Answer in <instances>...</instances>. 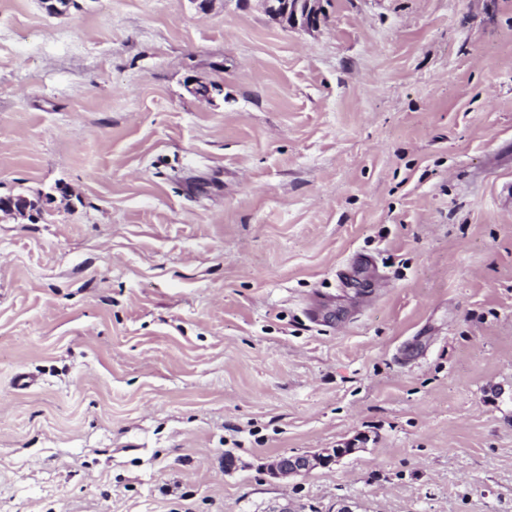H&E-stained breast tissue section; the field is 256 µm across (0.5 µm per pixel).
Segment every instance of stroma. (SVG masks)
<instances>
[{
	"label": "stroma",
	"instance_id": "1",
	"mask_svg": "<svg viewBox=\"0 0 512 512\" xmlns=\"http://www.w3.org/2000/svg\"><path fill=\"white\" fill-rule=\"evenodd\" d=\"M320 9L0 0V512H512V0ZM266 11L284 24L297 25L299 21L306 27L319 23L320 10L316 0H263ZM356 448L346 447L322 448L312 454L282 455L267 464L270 475L276 478L308 473L316 468H328L342 458L352 454Z\"/></svg>",
	"mask_w": 512,
	"mask_h": 512
}]
</instances>
